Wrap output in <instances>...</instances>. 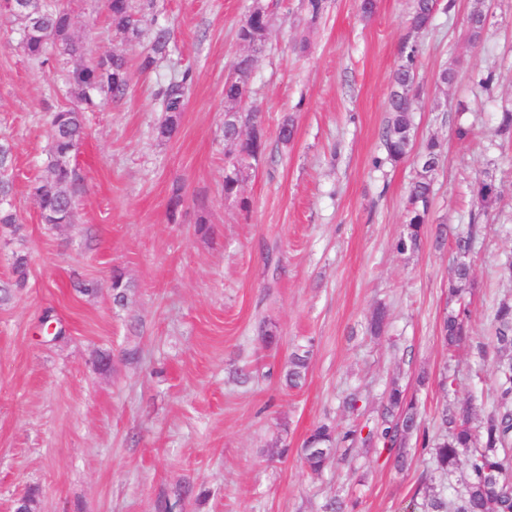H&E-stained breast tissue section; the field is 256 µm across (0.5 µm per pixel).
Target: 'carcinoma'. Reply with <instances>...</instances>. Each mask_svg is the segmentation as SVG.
Masks as SVG:
<instances>
[{
	"mask_svg": "<svg viewBox=\"0 0 512 512\" xmlns=\"http://www.w3.org/2000/svg\"><path fill=\"white\" fill-rule=\"evenodd\" d=\"M24 7L17 8L14 0H7L6 9L17 27L19 43L32 60L44 63L49 49L57 48L60 54L82 58L85 45L73 34L71 12L56 0H23ZM436 0H414L410 19V35L399 46L391 80V92L387 104L388 117L383 131L384 154L373 159L377 169L387 164L403 161L409 154L413 139L415 105V78L419 64V49L415 35L430 29L436 12ZM153 7V0H142L137 6L134 0H106V9L115 32L127 41L140 38L139 13ZM484 5L477 2L466 18L472 44H477L484 30ZM271 18L267 8L252 13L249 21L240 25L238 40L247 48L263 44L267 40ZM169 31L162 25L154 27L150 52L142 59L140 69L150 71L168 55ZM236 79L224 82V108L239 113L240 122L224 123L225 156L237 157L245 162L265 152L264 131L252 122L251 113L241 111V103L252 92L255 56L247 53L235 62ZM75 101L62 106L50 115V159L45 173L29 186L36 199L42 223L54 228L70 224L73 219V185L75 172L69 158L77 150L84 137V112L97 107V97L103 95L114 102L123 100L130 88V66L126 57L114 52L92 64H79L68 74ZM192 84V76L184 71L172 76L159 86L157 95L164 107V116L156 127L157 138L168 140L177 132L179 119ZM13 146L0 142V201L12 193L13 183L9 169L12 167ZM442 158L441 147L429 140L417 155L419 171L409 188L408 207L405 216L406 229L396 241L400 253L419 248L421 232L428 223L430 198L435 174ZM243 179L224 175V195L239 198V206L249 208L247 198L240 195ZM474 195L482 210L494 207L500 193L497 184L489 178L478 177L474 183ZM0 226L17 234L22 229L20 218L11 206H0ZM474 230L456 235L454 246L456 295L470 282L471 265L465 261L473 246ZM12 272L15 285H23L29 275L26 254H13ZM468 309L459 308L444 312L440 323V340L451 351L467 339L466 320ZM495 328L496 357V405L478 428L470 425L467 409L450 411L443 408L439 415V434L435 438L421 431L416 400L407 395L398 384L387 393L377 422L369 428L366 440L382 443L384 449L394 453L396 468L406 467V444L417 435L421 437V450L430 454L435 470L446 474L464 464L466 474L463 490L453 503H448L441 488L426 489L421 512H512V489L506 485V476L512 475V300L501 301L492 312ZM311 361V351L304 348L293 352L283 374L285 385L299 386L305 379ZM360 438L356 429H348L341 435L327 425L316 426L302 448V458L307 470L318 475L335 451L336 443L355 445Z\"/></svg>",
	"mask_w": 512,
	"mask_h": 512,
	"instance_id": "carcinoma-1",
	"label": "carcinoma"
}]
</instances>
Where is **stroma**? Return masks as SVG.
I'll use <instances>...</instances> for the list:
<instances>
[{"instance_id": "stroma-1", "label": "stroma", "mask_w": 512, "mask_h": 512, "mask_svg": "<svg viewBox=\"0 0 512 512\" xmlns=\"http://www.w3.org/2000/svg\"><path fill=\"white\" fill-rule=\"evenodd\" d=\"M74 18L86 61L115 51L134 66L128 96L86 113L87 136L71 158L74 221L42 224L29 184L42 175L48 116L68 102L76 62L41 66L0 16V138L15 145L12 202L19 236L0 232V512L36 495V512H324L337 494L355 512H408L428 456L410 450L399 470L376 444H356L321 475L304 469L301 448L319 423L337 431L373 425L398 383L416 399L421 426L435 434L443 406L472 408L473 424L495 398L490 315L512 300L499 266L512 259V139L497 133L512 107V0H490L478 43L466 18L474 0H454L421 33L415 88V145L436 139L429 222L418 250L398 253L413 159L374 168L382 155L391 74L408 33L413 0H325L311 17L305 0H264L271 27L257 54L246 108L259 109L266 139L242 185L249 210L224 200V82L245 53L236 33L252 0H155L140 40L109 25L103 0H60ZM158 23L171 31L156 71L137 64ZM455 65L451 87L441 70ZM193 85L177 135L157 140L155 91L171 74ZM493 71L491 93L471 77ZM294 137L281 145L284 118ZM469 134L458 138L457 127ZM492 176L500 199L483 211L472 184ZM183 203L170 212L173 185ZM207 222L210 231L197 227ZM475 225L469 257V338L447 352L440 341L456 254L437 245ZM29 257L15 286L13 254ZM128 283L113 302L112 276ZM94 283L83 295L73 277ZM387 320L368 328L377 306ZM51 314L64 334L40 338ZM279 340L265 347L262 324ZM311 345L303 385L279 375L289 354ZM457 375L444 391V371ZM356 411L342 406L349 393ZM288 447L273 456L275 439Z\"/></svg>"}]
</instances>
